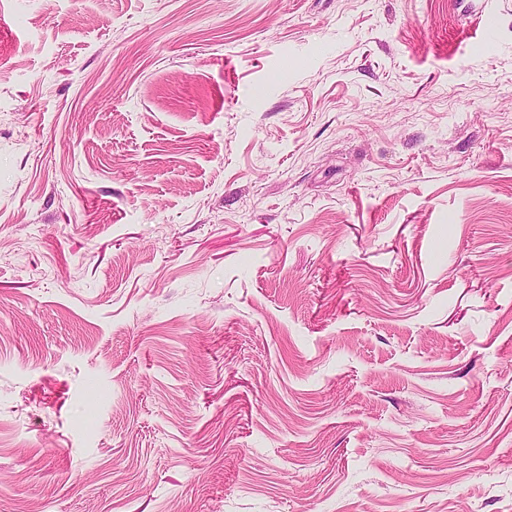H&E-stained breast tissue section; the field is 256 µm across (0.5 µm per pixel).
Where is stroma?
<instances>
[{
	"label": "stroma",
	"mask_w": 512,
	"mask_h": 512,
	"mask_svg": "<svg viewBox=\"0 0 512 512\" xmlns=\"http://www.w3.org/2000/svg\"><path fill=\"white\" fill-rule=\"evenodd\" d=\"M11 3L0 512H512V0Z\"/></svg>",
	"instance_id": "stroma-1"
}]
</instances>
